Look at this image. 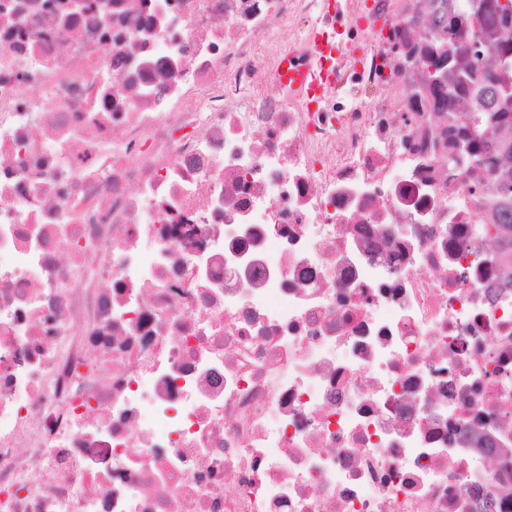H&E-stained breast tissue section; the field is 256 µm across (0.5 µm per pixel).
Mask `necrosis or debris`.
<instances>
[{
    "label": "necrosis or debris",
    "instance_id": "necrosis-or-debris-1",
    "mask_svg": "<svg viewBox=\"0 0 512 512\" xmlns=\"http://www.w3.org/2000/svg\"><path fill=\"white\" fill-rule=\"evenodd\" d=\"M316 20L0 0V512H484L492 461L512 512L493 182L382 40L306 111L264 35Z\"/></svg>",
    "mask_w": 512,
    "mask_h": 512
}]
</instances>
